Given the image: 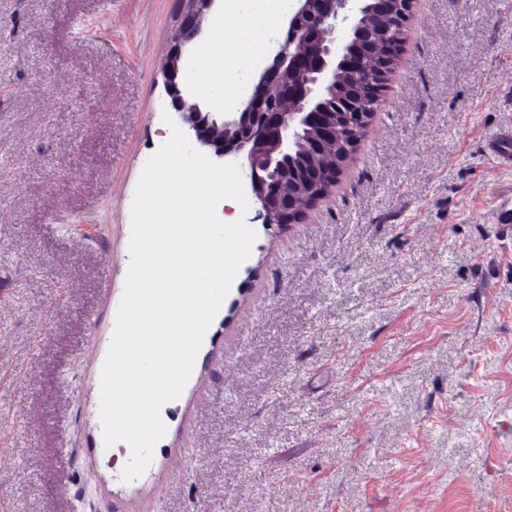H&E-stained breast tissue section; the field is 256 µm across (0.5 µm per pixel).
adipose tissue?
<instances>
[{"label": "adipose tissue", "mask_w": 512, "mask_h": 512, "mask_svg": "<svg viewBox=\"0 0 512 512\" xmlns=\"http://www.w3.org/2000/svg\"><path fill=\"white\" fill-rule=\"evenodd\" d=\"M285 7L286 0H225V10L236 12L239 24L227 25L223 15L217 16L214 20L217 38L199 52L192 65L194 73L217 75V83L210 88L213 97L223 102L234 99L247 75L245 55L252 42L243 18L257 14L263 23L264 36L269 39L278 34Z\"/></svg>", "instance_id": "adipose-tissue-1"}]
</instances>
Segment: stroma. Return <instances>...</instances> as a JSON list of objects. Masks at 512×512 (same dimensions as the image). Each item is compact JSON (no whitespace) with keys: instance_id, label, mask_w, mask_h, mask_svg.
I'll return each mask as SVG.
<instances>
[{"instance_id":"stroma-1","label":"stroma","mask_w":512,"mask_h":512,"mask_svg":"<svg viewBox=\"0 0 512 512\" xmlns=\"http://www.w3.org/2000/svg\"><path fill=\"white\" fill-rule=\"evenodd\" d=\"M176 0H0V512H512V0H415L366 136L300 223L255 231L124 481L99 366L131 207L170 132ZM490 154L500 163L512 166V135L500 133L489 142ZM488 224H501L512 228V183L498 185L491 193Z\"/></svg>"}]
</instances>
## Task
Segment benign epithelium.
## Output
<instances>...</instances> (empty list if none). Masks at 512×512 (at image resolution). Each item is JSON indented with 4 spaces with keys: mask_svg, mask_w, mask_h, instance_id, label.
<instances>
[{
    "mask_svg": "<svg viewBox=\"0 0 512 512\" xmlns=\"http://www.w3.org/2000/svg\"><path fill=\"white\" fill-rule=\"evenodd\" d=\"M217 0H180L184 18L173 36L163 68L169 106L178 115L190 142L216 162L232 158L249 180L264 224L279 222L281 210L272 203L269 187L297 147L318 125L328 131L323 98L344 69L353 70L363 85L375 86V74L349 54L352 34L368 23L370 0H292L284 34L272 41L270 62L258 79L241 93V109L223 112L187 104L190 66L184 53L200 41L203 21Z\"/></svg>",
    "mask_w": 512,
    "mask_h": 512,
    "instance_id": "7a95c632",
    "label": "benign epithelium"
}]
</instances>
